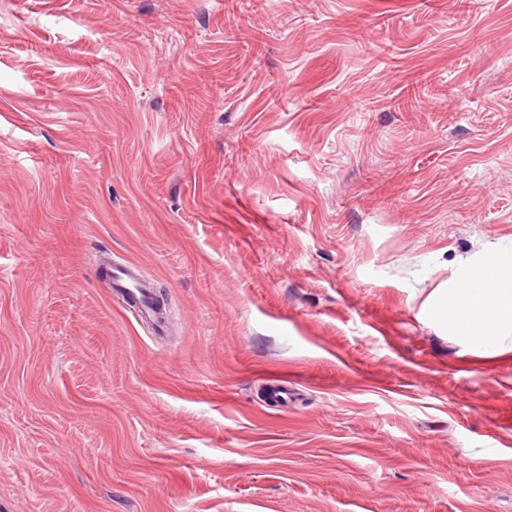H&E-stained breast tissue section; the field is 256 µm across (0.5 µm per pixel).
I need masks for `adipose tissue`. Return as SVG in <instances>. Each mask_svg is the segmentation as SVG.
I'll use <instances>...</instances> for the list:
<instances>
[{
    "mask_svg": "<svg viewBox=\"0 0 512 512\" xmlns=\"http://www.w3.org/2000/svg\"><path fill=\"white\" fill-rule=\"evenodd\" d=\"M465 287L439 293L435 311L467 336L475 351L490 353L512 342V242L493 246L464 271Z\"/></svg>",
    "mask_w": 512,
    "mask_h": 512,
    "instance_id": "adipose-tissue-1",
    "label": "adipose tissue"
}]
</instances>
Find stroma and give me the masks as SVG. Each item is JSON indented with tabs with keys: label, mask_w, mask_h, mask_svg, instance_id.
<instances>
[{
	"label": "stroma",
	"mask_w": 512,
	"mask_h": 512,
	"mask_svg": "<svg viewBox=\"0 0 512 512\" xmlns=\"http://www.w3.org/2000/svg\"><path fill=\"white\" fill-rule=\"evenodd\" d=\"M507 241L512 0H0V512H512ZM506 270H510L506 273ZM512 242L493 246L475 267H467V288L439 293L435 311L467 336L475 351L490 353L512 342ZM99 266L109 273L107 280L112 288H117L122 297L133 304L134 312L141 320L158 323L147 302V282L140 274L112 261H104Z\"/></svg>",
	"instance_id": "obj_1"
}]
</instances>
